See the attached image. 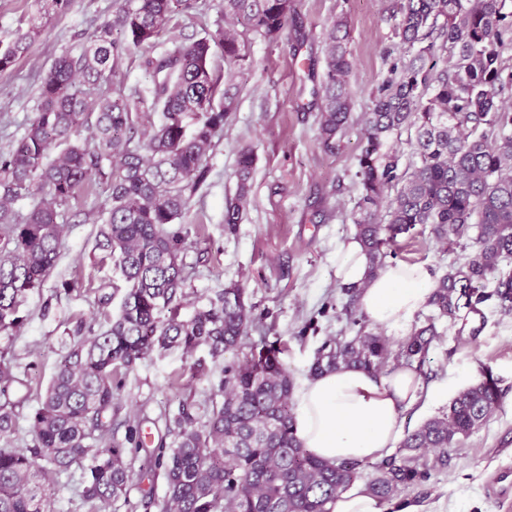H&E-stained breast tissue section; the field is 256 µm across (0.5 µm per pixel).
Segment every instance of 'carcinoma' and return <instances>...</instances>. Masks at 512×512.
Masks as SVG:
<instances>
[{"instance_id":"cac0c4a2","label":"carcinoma","mask_w":512,"mask_h":512,"mask_svg":"<svg viewBox=\"0 0 512 512\" xmlns=\"http://www.w3.org/2000/svg\"><path fill=\"white\" fill-rule=\"evenodd\" d=\"M112 21L102 24L77 57H59L43 76L35 117L11 151L0 157V335L23 323L20 306L55 267L62 225L60 207L93 183L109 186L108 208L97 248L112 258L128 288L119 312L100 332L75 329L40 405L29 418L32 445L0 447V512H55L48 476L82 469L89 512H111L126 494L133 472L129 456L143 447L140 430L127 426L122 442L105 443V421L126 374L151 353L172 348L187 358L204 348L224 360V376L202 402L183 400L168 418L172 444L159 438L150 463L163 472L166 495L159 512H332L336 498L355 483L388 504L448 468L449 452L499 410L502 394L488 370L457 394L448 410L405 433L396 451L376 462L326 461L301 448L293 434V381L280 359L281 342H262L242 359L226 358L244 344L255 321L245 289L229 286L190 316L181 315L187 293L184 255L190 228L173 227L206 176V159L223 131L234 94L212 65L245 60L238 25L275 39L294 13L293 0H224V27L190 44L145 58L154 76L152 108L145 119L121 84L103 86L124 56L151 42L193 0H115ZM504 0H402L395 36L408 58L371 93L362 121L358 157L361 194L355 234L377 271L398 236L430 228L452 248L470 241L475 254L435 280L427 305L456 318L493 298L512 314V112L502 94L512 87L500 57ZM346 24L326 36L320 84L319 136L329 151L348 126L352 70ZM17 32L0 46V71L12 68L31 43ZM447 53L438 68L440 53ZM89 129L91 140L81 132ZM414 132L412 160L387 147ZM254 155L239 152L235 196L224 224L242 218ZM34 205L23 222L13 210L21 196ZM495 281V289L485 292ZM343 314L352 336H330L310 374L341 365L380 376L406 369L426 375L439 340L433 318L392 342L368 330L355 303L358 289L341 287ZM16 365L0 355V440L16 430L11 395Z\"/></svg>"}]
</instances>
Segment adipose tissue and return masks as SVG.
I'll return each mask as SVG.
<instances>
[{"mask_svg":"<svg viewBox=\"0 0 512 512\" xmlns=\"http://www.w3.org/2000/svg\"><path fill=\"white\" fill-rule=\"evenodd\" d=\"M336 277L358 288L360 310L371 324L399 336L434 287L430 272L418 264L371 271L364 247L353 236L336 253ZM419 390L408 370L374 376L343 366L307 377L295 397L294 436L307 452L325 460L382 459L394 450L400 415L418 399Z\"/></svg>","mask_w":512,"mask_h":512,"instance_id":"obj_1","label":"adipose tissue"}]
</instances>
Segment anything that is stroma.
<instances>
[{
  "instance_id": "1",
  "label": "stroma",
  "mask_w": 512,
  "mask_h": 512,
  "mask_svg": "<svg viewBox=\"0 0 512 512\" xmlns=\"http://www.w3.org/2000/svg\"><path fill=\"white\" fill-rule=\"evenodd\" d=\"M398 4L295 0L296 11L277 39L247 32V58L234 69L235 108L209 152L205 182L182 217L193 241L185 258L183 314L224 287L241 285L257 318L249 330L251 341L281 339L282 359L297 384L308 375L326 337L350 332L336 315L346 301L335 275L336 250L354 232L362 115L371 106L373 89L406 59L394 35ZM113 6V0H73L68 12L36 28L37 0H0V43L11 41L17 31H36L26 55L0 73V154L9 152L33 118L40 81L53 61L65 53L79 55L96 29L111 20ZM339 16L349 31L352 120L331 153L319 140V101L312 91L325 69V33ZM223 23L224 0H194L192 9L177 15L152 44L124 57L116 81L138 91L140 111H149L152 82L145 58L215 33ZM245 148L255 156L250 199L241 223L230 229L224 206L236 194L237 160ZM107 196L101 183L61 207L57 263L43 285L27 294L20 307L25 322L17 334L0 337V351L28 372V399L10 447L30 445L29 417L76 327L104 330L107 317L119 311L123 281L95 247ZM474 253L471 245L445 251L428 233L401 236L397 246L398 261L424 265L435 277ZM437 327L442 338L430 352L429 378L418 400L402 413L403 429H415L446 410L484 367L504 398L500 410L451 452L446 471L403 493L400 501L424 512H512V502L500 503L487 491L498 468L512 465V314H502L490 300L479 313L464 309L455 321L438 320ZM223 369V362L204 349L192 360L178 350L147 356L127 374L112 406L114 438L123 439L124 423L136 420L146 446L155 447L166 415L181 400L208 397ZM165 492L162 472L134 478L112 512H157L149 502L162 500Z\"/></svg>"
}]
</instances>
